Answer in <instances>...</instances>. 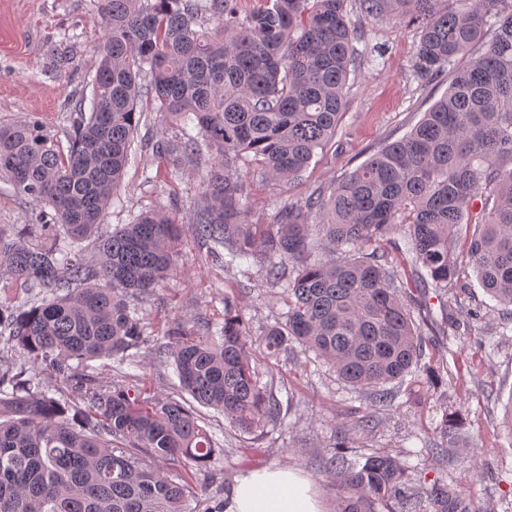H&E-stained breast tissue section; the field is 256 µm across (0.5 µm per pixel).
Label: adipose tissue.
I'll return each mask as SVG.
<instances>
[{
  "mask_svg": "<svg viewBox=\"0 0 512 512\" xmlns=\"http://www.w3.org/2000/svg\"><path fill=\"white\" fill-rule=\"evenodd\" d=\"M225 512H319L307 479L295 471H252L233 486Z\"/></svg>",
  "mask_w": 512,
  "mask_h": 512,
  "instance_id": "adipose-tissue-1",
  "label": "adipose tissue"
}]
</instances>
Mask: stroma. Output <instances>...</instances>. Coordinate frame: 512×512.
<instances>
[{
	"label": "stroma",
	"instance_id": "1",
	"mask_svg": "<svg viewBox=\"0 0 512 512\" xmlns=\"http://www.w3.org/2000/svg\"><path fill=\"white\" fill-rule=\"evenodd\" d=\"M98 7L99 0H0V122L35 116L52 129L63 126L68 101L92 89L103 36ZM68 29L77 37L66 47L68 63L62 68L51 49ZM364 32L376 52L351 77L336 135L301 179L281 187L255 176L254 162H240L238 175L250 196L253 223L272 222L284 202L328 192L385 143L406 135L447 90L451 71L429 81L413 72L416 26L408 16L366 23ZM176 134L163 113L143 116L136 136L139 148L105 224H129L153 208L165 210L175 223L192 222L208 170L188 166L179 181L168 179L170 161L157 153L155 144ZM175 259L176 274L157 287L154 304L141 312L150 345L141 351L140 367L120 370L111 360L94 361L100 389L125 385L153 396L182 397L171 370L153 362L151 348L164 342L175 319L203 314L223 322L225 300L238 305L254 334L282 321L286 295L266 287L258 268L245 274L225 268L223 258L210 254L189 233L176 242ZM401 294L423 324L424 361L437 369V376L421 371L392 384L394 401L380 406L368 390L346 385L314 354L263 363V378L275 380L283 422L248 435L217 412L201 409L221 450L185 479L191 512L223 505L228 487L242 473L267 467L300 472L311 481L322 512H335L336 492L314 463L330 455L341 434L349 442L348 460L373 453L396 457L419 492L442 480L480 512L512 507V434L506 429V410L512 406V311L491 300L467 265L454 288L425 294L405 288ZM445 416L456 419L461 430L439 462L432 446L440 440L439 423ZM364 419L371 420V428L355 431Z\"/></svg>",
	"mask_w": 512,
	"mask_h": 512
}]
</instances>
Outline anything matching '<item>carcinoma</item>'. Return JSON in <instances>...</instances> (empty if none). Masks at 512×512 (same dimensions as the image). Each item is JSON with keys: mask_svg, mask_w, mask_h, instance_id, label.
<instances>
[{"mask_svg": "<svg viewBox=\"0 0 512 512\" xmlns=\"http://www.w3.org/2000/svg\"><path fill=\"white\" fill-rule=\"evenodd\" d=\"M100 2L91 97L70 104L62 133L35 117L0 122V180L30 206L29 223L0 226V277L25 292L21 304L0 307V337L32 371L0 373V512H189L183 471L219 448L191 402L243 433L281 422V403L253 363L250 323L228 298L220 329L181 320L153 349L192 401L98 389L89 362L131 364L148 344L139 306L176 270L184 229L225 266L245 261L265 285L287 282L285 321L259 339L266 356L313 352L381 405L391 401L387 385L435 373L422 364L423 334L396 282L408 268L423 293L454 287L460 225L475 227L467 257L482 288L512 306L507 0ZM352 5L370 21L414 15L413 71L429 80L450 67L454 78L407 135L328 197L286 202L273 223L253 224L238 163L251 153L257 176L298 180L336 135L350 75L375 51L357 48L364 31ZM147 103L179 127L161 147L175 155L171 176L186 163L210 171L187 227L152 209L110 229L102 217ZM395 234L407 243L400 265L383 246ZM47 377L73 384L83 405L53 393ZM318 471L336 489V512H419L395 457L336 453ZM427 495L432 512H477L444 481Z\"/></svg>", "mask_w": 512, "mask_h": 512, "instance_id": "cac0c4a2", "label": "carcinoma"}]
</instances>
